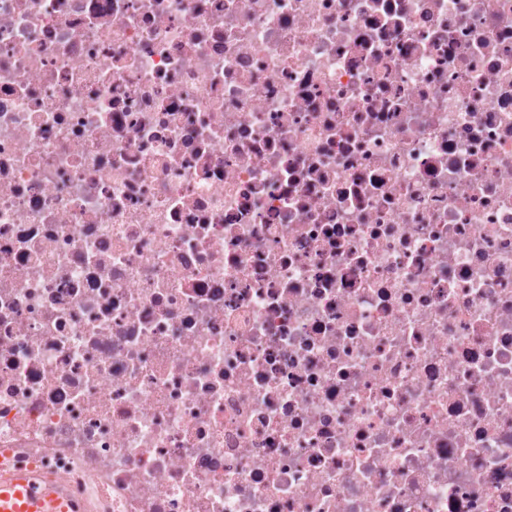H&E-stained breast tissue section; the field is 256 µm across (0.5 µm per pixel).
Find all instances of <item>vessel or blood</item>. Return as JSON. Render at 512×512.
Returning <instances> with one entry per match:
<instances>
[{
    "label": "vessel or blood",
    "mask_w": 512,
    "mask_h": 512,
    "mask_svg": "<svg viewBox=\"0 0 512 512\" xmlns=\"http://www.w3.org/2000/svg\"><path fill=\"white\" fill-rule=\"evenodd\" d=\"M68 506L63 485H45L25 473L0 480V512H67Z\"/></svg>",
    "instance_id": "1"
}]
</instances>
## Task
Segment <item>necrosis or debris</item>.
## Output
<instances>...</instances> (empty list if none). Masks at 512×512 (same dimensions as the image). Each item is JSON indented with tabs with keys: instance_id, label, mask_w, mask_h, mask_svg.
Listing matches in <instances>:
<instances>
[{
	"instance_id": "4bbe7bcc",
	"label": "necrosis or debris",
	"mask_w": 512,
	"mask_h": 512,
	"mask_svg": "<svg viewBox=\"0 0 512 512\" xmlns=\"http://www.w3.org/2000/svg\"><path fill=\"white\" fill-rule=\"evenodd\" d=\"M5 470L512 512V0H0Z\"/></svg>"
}]
</instances>
